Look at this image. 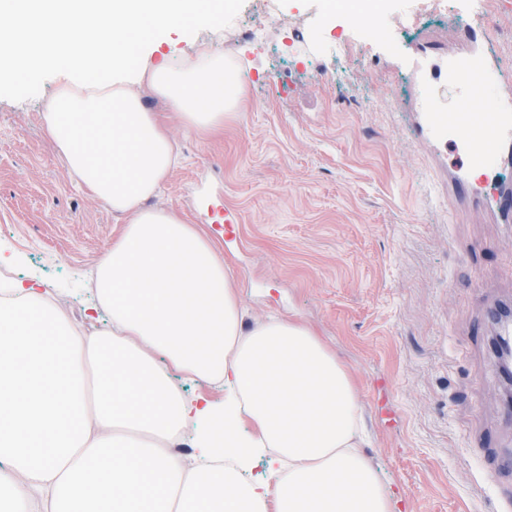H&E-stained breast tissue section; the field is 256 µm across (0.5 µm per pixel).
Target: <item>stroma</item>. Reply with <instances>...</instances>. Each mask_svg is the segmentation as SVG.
Here are the masks:
<instances>
[{
	"label": "stroma",
	"instance_id": "obj_1",
	"mask_svg": "<svg viewBox=\"0 0 512 512\" xmlns=\"http://www.w3.org/2000/svg\"><path fill=\"white\" fill-rule=\"evenodd\" d=\"M201 2L203 19L147 31L138 53L176 68L210 44L241 69V103L211 136L168 115L178 157L151 206L216 245L245 326L301 319L348 367L367 430L361 450L398 512H502L512 468L486 473L484 440L512 452V422L501 415L485 315L512 301V224L449 201L456 156L421 141L401 104L418 52L445 51L463 29L459 12L495 16L493 42L512 64V0H439L452 23L375 38L345 63L336 34L356 28L323 25V0H276L290 27L314 35L282 55L244 37L234 18L214 26L215 0ZM65 50L44 40L0 50V268L41 280L81 326L86 274L123 219L75 182L42 127ZM23 54L40 69L31 84L11 66ZM220 209L237 214L235 239L215 223Z\"/></svg>",
	"mask_w": 512,
	"mask_h": 512
}]
</instances>
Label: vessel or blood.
<instances>
[{"label":"vessel or blood","mask_w":512,"mask_h":512,"mask_svg":"<svg viewBox=\"0 0 512 512\" xmlns=\"http://www.w3.org/2000/svg\"><path fill=\"white\" fill-rule=\"evenodd\" d=\"M434 80L459 90L464 108L437 111L429 86L418 96L420 111L433 118L436 139L462 145L464 159L448 174V197L460 206L480 205L496 223H512V186L497 181L512 165V71L503 69L487 31L469 27L449 52Z\"/></svg>","instance_id":"obj_1"}]
</instances>
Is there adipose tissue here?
<instances>
[{
    "mask_svg": "<svg viewBox=\"0 0 512 512\" xmlns=\"http://www.w3.org/2000/svg\"><path fill=\"white\" fill-rule=\"evenodd\" d=\"M198 0H0L12 30L46 17L76 67L43 126L71 175L125 224L90 274L106 322L74 327L40 281L0 303V512H395L357 446L354 380L305 322L244 327L215 245L175 212L148 207L176 147L133 84L200 135L224 126L242 86L199 46L180 70L124 50L177 27ZM220 386L188 395L172 372ZM190 436L192 458L175 445ZM270 477L247 482L255 458Z\"/></svg>",
    "mask_w": 512,
    "mask_h": 512,
    "instance_id": "adipose-tissue-1",
    "label": "adipose tissue"
}]
</instances>
